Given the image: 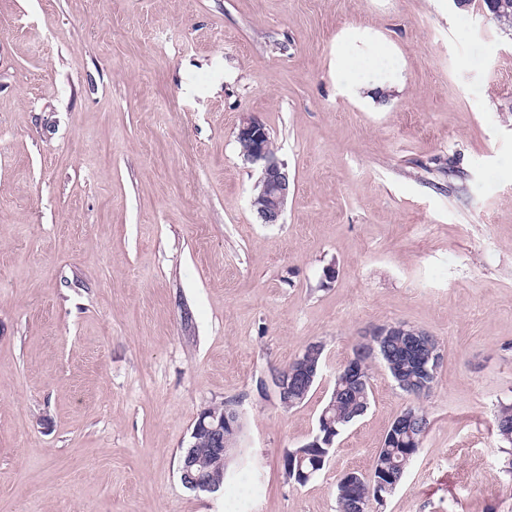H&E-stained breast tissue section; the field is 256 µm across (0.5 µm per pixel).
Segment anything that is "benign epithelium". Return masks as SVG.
Instances as JSON below:
<instances>
[{"label":"benign epithelium","mask_w":512,"mask_h":512,"mask_svg":"<svg viewBox=\"0 0 512 512\" xmlns=\"http://www.w3.org/2000/svg\"><path fill=\"white\" fill-rule=\"evenodd\" d=\"M236 138L244 146L245 159L261 170L251 198L252 207L262 223H281L288 197L294 192V185L285 164L270 147L268 128L260 119L247 114L240 119ZM386 336H398L404 340V358L390 363L396 376L403 378V374L411 366L429 380L423 390L432 391L443 360L441 345L422 330L402 321L364 330L355 344L354 352L343 363L342 374L354 381L361 380L363 359L375 354L376 344ZM323 351V344L314 343L308 351L294 357L287 367L276 373L275 388L283 408H291L295 399L304 395L322 376L317 359ZM241 428L242 413L236 407L230 406L220 413L212 408H205L198 413L191 436L205 439L209 444V453H222L227 460L238 449L233 435ZM335 437L336 427L327 419L321 421L318 432L304 445V449L284 463L285 469L291 471L296 466L302 467L307 456L316 459L318 464H323L327 449L333 446ZM182 471L184 482L192 489L215 493L224 486L223 473L217 468L205 466L203 458L199 456H187Z\"/></svg>","instance_id":"obj_1"}]
</instances>
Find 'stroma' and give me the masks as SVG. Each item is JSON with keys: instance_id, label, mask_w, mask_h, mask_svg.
I'll use <instances>...</instances> for the list:
<instances>
[{"instance_id": "stroma-1", "label": "stroma", "mask_w": 512, "mask_h": 512, "mask_svg": "<svg viewBox=\"0 0 512 512\" xmlns=\"http://www.w3.org/2000/svg\"><path fill=\"white\" fill-rule=\"evenodd\" d=\"M246 112L295 183L279 224L251 206ZM395 321L445 359L373 512H512V30L454 0H0V512H336L410 402L385 366L320 472L283 456ZM317 341L283 409L271 373ZM227 401L224 487L190 490L194 420ZM360 64H354L350 62H343L338 66V73L344 87L347 91L358 94V92H368L370 98L372 96H380L383 93V87L376 84H368L358 79V71L360 70Z\"/></svg>"}]
</instances>
